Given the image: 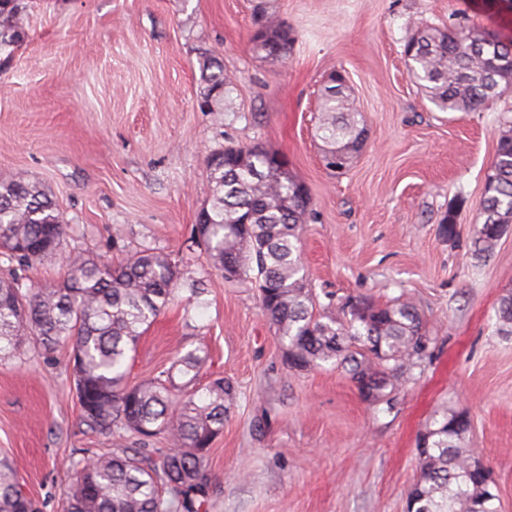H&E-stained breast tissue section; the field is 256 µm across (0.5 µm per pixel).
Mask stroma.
Here are the masks:
<instances>
[{
  "label": "stroma",
  "mask_w": 512,
  "mask_h": 512,
  "mask_svg": "<svg viewBox=\"0 0 512 512\" xmlns=\"http://www.w3.org/2000/svg\"><path fill=\"white\" fill-rule=\"evenodd\" d=\"M458 14L512 33V12L492 0H31L28 37L0 64V180L24 174L51 193L68 226L64 257L119 266L152 248L199 284L141 337L129 381L201 345L197 387L234 385L207 453V512H406L418 437L446 411L468 418L464 445L512 512V335L495 316L512 293V231L490 259L472 256L512 93L481 112L439 111L404 56L416 23L443 28ZM269 17L292 31L286 62L253 50ZM204 55L230 81L220 112L198 108ZM336 70L368 130L339 174L315 136ZM231 144L285 156L308 188L301 257L317 294L417 304L430 341L389 403L365 401L331 367L291 368L254 284L224 280L192 244L209 157ZM63 259L22 268L0 254V277L51 287ZM108 445L81 423L68 351L0 360V457L41 512H63L72 462Z\"/></svg>",
  "instance_id": "1"
}]
</instances>
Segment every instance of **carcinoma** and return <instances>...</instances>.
Segmentation results:
<instances>
[{
    "instance_id": "obj_1",
    "label": "carcinoma",
    "mask_w": 512,
    "mask_h": 512,
    "mask_svg": "<svg viewBox=\"0 0 512 512\" xmlns=\"http://www.w3.org/2000/svg\"><path fill=\"white\" fill-rule=\"evenodd\" d=\"M26 0H0V54L8 56L26 37ZM264 28L273 42L255 44L264 58L288 57L292 37L276 19ZM410 74L442 112H480L512 87V37L457 22L451 29L417 26L406 42ZM202 112L224 97V68L210 57L200 63ZM345 79L324 89L316 138L323 161L335 169L348 159L367 129ZM208 198L199 211L203 228L193 242L224 272V255L238 261L234 280L251 279L262 309L283 342L288 365L304 370L330 364L353 379L377 380L374 403L389 395L404 366L425 347L416 305L397 298L378 305L361 299L364 313L345 305L316 309L301 259L300 235L310 208L305 186L284 157L259 145L227 146L211 155ZM473 255L492 256L512 225V129L499 137L485 178ZM67 225L52 196L23 176L0 181V249L23 266L54 256ZM179 273L169 255L150 248L113 267L97 258L69 261L58 286L22 291L0 279V356L21 357L26 345L51 362L70 349L74 390L87 430L105 438L128 434L140 441L161 436L167 448H105L73 462L63 512H203L208 502L207 452L224 430V414L236 398L222 377L195 382L208 360L197 346L170 367L135 385L126 365L140 338L167 306L180 300ZM184 378L179 384L176 377ZM458 415L435 418L419 458L420 476L409 493L414 512H498L497 495L484 496V476L469 471L471 453L457 446L466 429ZM0 512H40L22 490L11 463L0 459Z\"/></svg>"
}]
</instances>
